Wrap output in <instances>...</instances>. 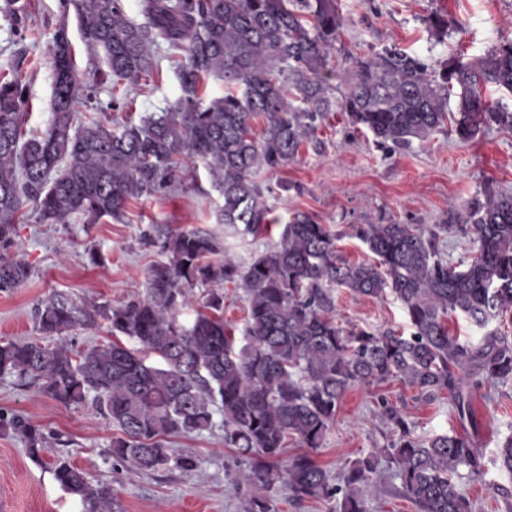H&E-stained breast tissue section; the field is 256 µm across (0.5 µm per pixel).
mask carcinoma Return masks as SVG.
Returning a JSON list of instances; mask_svg holds the SVG:
<instances>
[{
	"label": "carcinoma",
	"mask_w": 512,
	"mask_h": 512,
	"mask_svg": "<svg viewBox=\"0 0 512 512\" xmlns=\"http://www.w3.org/2000/svg\"><path fill=\"white\" fill-rule=\"evenodd\" d=\"M62 7L74 13L112 88L159 71L163 51L176 62L180 96L136 120L78 118L92 85L76 69L64 24L49 48L53 100L44 131L24 137V87L16 78L0 81V293L33 275L17 250L25 208L40 224L120 221L130 201L173 190L188 160L203 164L223 197L218 223L251 234L275 223L257 175L296 158L335 107L354 130L393 151L449 120L464 143L512 130V108L492 98L512 93V39L454 58L436 77L425 60L395 45L355 57L343 70L331 65L343 28L339 0H137L134 11L126 0H62ZM210 78L224 81V95L203 96ZM334 79L344 86L337 103L329 96ZM350 228L372 260L348 261L338 249L342 233L294 212L279 244L242 269L216 258L214 236L154 225L146 237L160 243L166 260L149 267L143 294L114 305L52 292L34 310L42 341L0 339V375L67 408L94 404L118 431L108 458L139 473L193 470L196 460L174 455L167 438L220 424L224 445L252 459L243 476L247 512H274L281 491L296 501L334 498L337 512H368L379 487L377 453L346 467L337 484L311 456L347 392L398 381L426 401L448 394L463 418L482 383L512 387V338L491 327L512 314V194L486 186L461 207L450 205L448 223L433 229L396 222ZM454 229L473 244L471 257L456 265L438 246L440 232ZM224 283L247 297L240 337L224 325ZM199 287L207 288L202 311L184 324L180 311ZM340 289L393 296L410 334L343 326ZM453 318L482 336L474 342L452 331ZM96 330L112 339L81 349L70 340ZM376 418L393 434L386 452L394 478L418 512H476L454 482L486 474L467 436L420 437L404 405L384 396ZM1 430L21 436L33 457L48 448L49 436L18 415L0 413ZM291 444L308 452L283 465ZM494 464L512 475V434ZM53 476L89 512H114L111 485L90 481L63 457Z\"/></svg>",
	"instance_id": "1"
}]
</instances>
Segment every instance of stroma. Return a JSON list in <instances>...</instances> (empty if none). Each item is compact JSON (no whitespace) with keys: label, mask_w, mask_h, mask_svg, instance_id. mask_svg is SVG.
<instances>
[{"label":"stroma","mask_w":512,"mask_h":512,"mask_svg":"<svg viewBox=\"0 0 512 512\" xmlns=\"http://www.w3.org/2000/svg\"><path fill=\"white\" fill-rule=\"evenodd\" d=\"M20 22L0 16V74L16 72L28 88L26 132L43 131L52 110L53 69L47 47L63 20L61 0H18ZM344 16L343 50L334 52L335 67L346 68V54L364 56L400 45L423 58L431 70L441 71L458 54L479 55L512 39V0H341ZM443 16L448 29L431 35L427 19ZM69 37L76 49L80 74L94 86L93 106L101 119H115L110 106L112 84L101 79L99 64L82 43L77 29ZM180 95L169 58L159 63V75L147 86L129 91L135 113L158 112ZM316 143L303 146L298 156L279 171L260 174L271 193L268 203L279 221L260 234H244L218 223L223 199L212 187L203 166L185 173L171 192L130 202L124 221L108 218L97 224H22L18 245L32 265L34 276L10 294L0 293V338L35 340L33 312L52 291L120 303L141 295L150 265L163 260L159 246L144 244L149 225L165 224L175 232L198 230L213 235L223 257L248 266L266 248L279 242L282 223L303 211L341 232L340 246L352 262L369 260L370 252L347 238L353 224L441 223L453 203H462L485 184L512 193V131L492 130L463 143L448 131L435 132L407 150L378 147L372 137L359 134L344 113H329L316 133ZM96 246L101 254L91 263L85 253ZM339 319L365 328L408 329V317L394 297L337 294ZM404 398L406 411L418 433L457 432L472 439L486 459H493L506 436L512 434V388L491 383L472 392V415L457 419L447 397L416 400L413 389L392 383L380 394L362 389L346 393L322 448L313 457L330 475L354 460L389 445L392 435L373 413L379 396ZM0 411L23 416L31 425L59 435L40 459H33L24 441L0 433V503L8 512H87L79 499L65 494L55 482L52 466L67 458L92 482L110 484L117 512H245V489L239 483L251 460L225 447L224 432L170 437L173 453L194 456L198 467L143 475L128 467H112L106 451L115 429L96 415L92 406L67 408L15 378L0 376ZM393 465L382 459L379 493L371 512H417L399 494ZM460 489L477 501L479 512H512V482L489 469L484 480L461 481Z\"/></svg>","instance_id":"1"}]
</instances>
